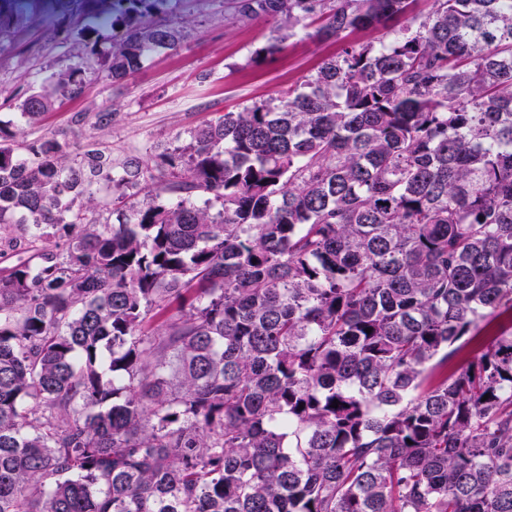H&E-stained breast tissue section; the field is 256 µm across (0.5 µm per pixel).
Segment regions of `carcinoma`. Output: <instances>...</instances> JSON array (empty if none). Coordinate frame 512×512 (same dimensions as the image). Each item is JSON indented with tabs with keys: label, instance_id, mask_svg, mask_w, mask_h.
Masks as SVG:
<instances>
[{
	"label": "carcinoma",
	"instance_id": "1",
	"mask_svg": "<svg viewBox=\"0 0 512 512\" xmlns=\"http://www.w3.org/2000/svg\"><path fill=\"white\" fill-rule=\"evenodd\" d=\"M415 2L227 0L343 48L149 164L0 124V243L66 238L0 276V512H512V328L448 373L512 311V0Z\"/></svg>",
	"mask_w": 512,
	"mask_h": 512
}]
</instances>
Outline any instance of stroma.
I'll use <instances>...</instances> for the list:
<instances>
[{
  "mask_svg": "<svg viewBox=\"0 0 512 512\" xmlns=\"http://www.w3.org/2000/svg\"><path fill=\"white\" fill-rule=\"evenodd\" d=\"M163 16L186 21L176 48L155 49L123 83L87 81L31 125L20 115L22 101L49 87L62 67H96L122 30L109 21L106 0H0V123L27 141L54 136L75 148L95 141L114 156L147 162L201 122L296 87L342 49L270 20L226 18L224 0H168ZM88 28L96 42L86 41ZM64 243L22 234L16 247L0 249V275L21 261L42 262Z\"/></svg>",
  "mask_w": 512,
  "mask_h": 512,
  "instance_id": "35a3bbf8",
  "label": "stroma"
}]
</instances>
